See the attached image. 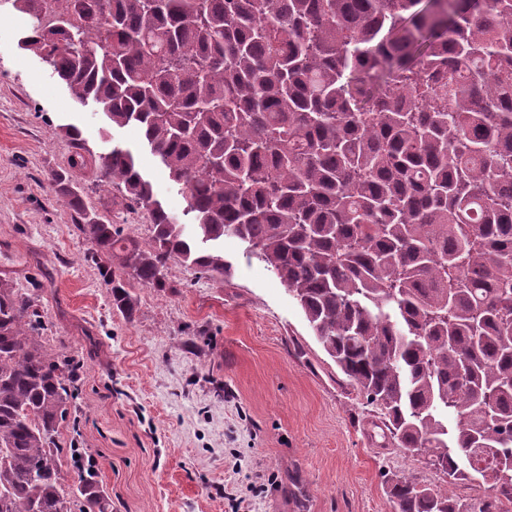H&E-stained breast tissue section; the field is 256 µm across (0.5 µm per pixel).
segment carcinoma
<instances>
[{"instance_id": "carcinoma-1", "label": "carcinoma", "mask_w": 512, "mask_h": 512, "mask_svg": "<svg viewBox=\"0 0 512 512\" xmlns=\"http://www.w3.org/2000/svg\"><path fill=\"white\" fill-rule=\"evenodd\" d=\"M107 127H134L195 234L134 153L88 147L50 173L120 311L126 281L170 260L222 277L246 245L378 414L380 447L427 470L386 475L393 512L512 503V0H0ZM66 18L44 33L42 20ZM145 209L140 243L84 201L79 175ZM36 299L0 279V512H66L56 436L72 374L41 342ZM484 493L464 499L459 484ZM75 512H112L94 476ZM138 161L143 171L152 179L155 190L166 207L173 213L179 215L183 223H192L189 216H183L184 202L182 196L174 190L156 158L148 151L141 150Z\"/></svg>"}]
</instances>
